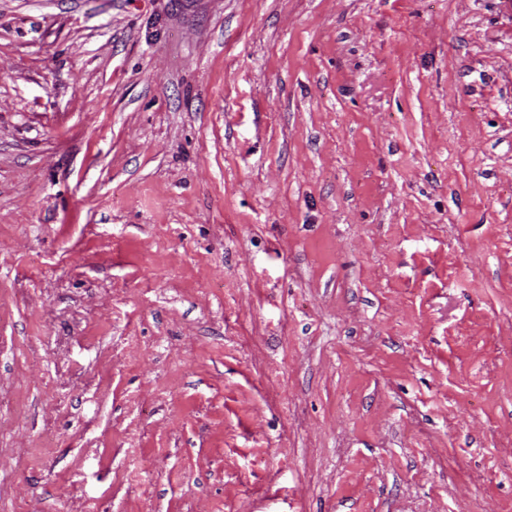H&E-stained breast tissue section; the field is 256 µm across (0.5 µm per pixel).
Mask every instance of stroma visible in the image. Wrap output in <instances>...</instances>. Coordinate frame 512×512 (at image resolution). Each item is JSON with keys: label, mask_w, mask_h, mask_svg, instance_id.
I'll return each instance as SVG.
<instances>
[{"label": "stroma", "mask_w": 512, "mask_h": 512, "mask_svg": "<svg viewBox=\"0 0 512 512\" xmlns=\"http://www.w3.org/2000/svg\"><path fill=\"white\" fill-rule=\"evenodd\" d=\"M0 512H512V0H0Z\"/></svg>", "instance_id": "1"}]
</instances>
